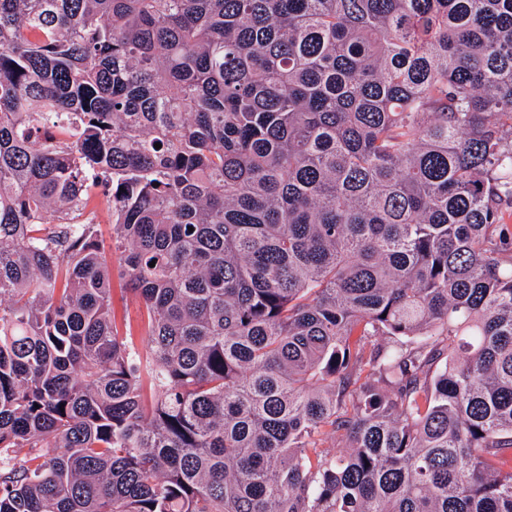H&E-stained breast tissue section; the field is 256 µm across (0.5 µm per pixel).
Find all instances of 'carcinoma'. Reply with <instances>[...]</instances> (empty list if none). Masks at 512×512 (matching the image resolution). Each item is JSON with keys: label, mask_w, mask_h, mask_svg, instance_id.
Masks as SVG:
<instances>
[{"label": "carcinoma", "mask_w": 512, "mask_h": 512, "mask_svg": "<svg viewBox=\"0 0 512 512\" xmlns=\"http://www.w3.org/2000/svg\"><path fill=\"white\" fill-rule=\"evenodd\" d=\"M507 124L512 0H0V512H512ZM87 213L93 212L94 223L97 225L99 240L105 247V257L112 266V311L119 326L125 331V326L130 329L131 346L141 356L147 352V336L143 328V316L140 304L125 289V282L119 276L120 259L119 255L112 252V212L108 198L101 188H97L90 198Z\"/></svg>", "instance_id": "cac0c4a2"}]
</instances>
